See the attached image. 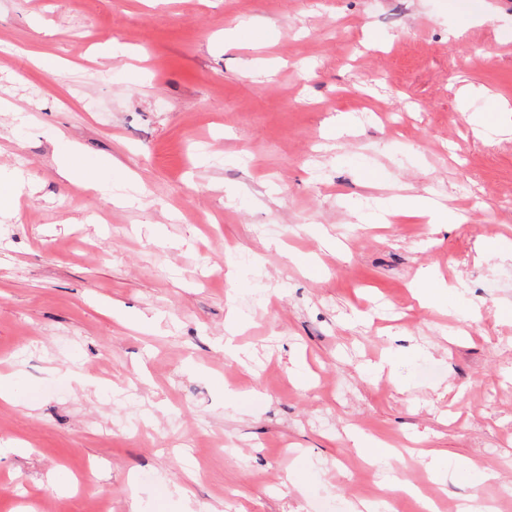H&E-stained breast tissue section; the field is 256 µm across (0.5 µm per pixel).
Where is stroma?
<instances>
[{
    "instance_id": "stroma-1",
    "label": "stroma",
    "mask_w": 512,
    "mask_h": 512,
    "mask_svg": "<svg viewBox=\"0 0 512 512\" xmlns=\"http://www.w3.org/2000/svg\"><path fill=\"white\" fill-rule=\"evenodd\" d=\"M499 97L512 0H0V512H512ZM410 199L412 201L407 202L399 211L394 212V214L412 212L414 214L428 216L431 224H447V221L441 220V213L439 209L424 197L412 196ZM477 475L481 480H489L495 477L493 473L484 469H480L478 465L472 460H466L464 462L448 465L447 479L453 481L473 480V485H476L477 481L475 480V477Z\"/></svg>"
}]
</instances>
